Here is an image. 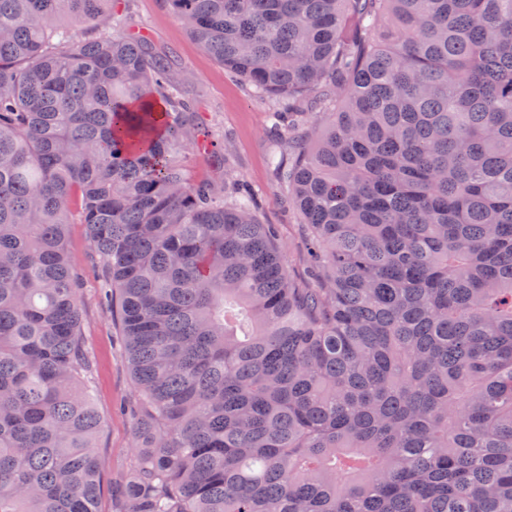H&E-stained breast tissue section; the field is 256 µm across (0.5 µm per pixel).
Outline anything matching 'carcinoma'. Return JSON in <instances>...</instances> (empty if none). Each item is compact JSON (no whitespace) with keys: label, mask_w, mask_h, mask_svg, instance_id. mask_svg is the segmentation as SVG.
I'll return each mask as SVG.
<instances>
[{"label":"carcinoma","mask_w":512,"mask_h":512,"mask_svg":"<svg viewBox=\"0 0 512 512\" xmlns=\"http://www.w3.org/2000/svg\"><path fill=\"white\" fill-rule=\"evenodd\" d=\"M125 0H0V512H98L80 204L142 413L112 512H512V0H166L262 98L320 274L191 181Z\"/></svg>","instance_id":"carcinoma-1"}]
</instances>
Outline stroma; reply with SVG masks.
I'll list each match as a JSON object with an SVG mask.
<instances>
[{"label": "stroma", "instance_id": "1", "mask_svg": "<svg viewBox=\"0 0 512 512\" xmlns=\"http://www.w3.org/2000/svg\"><path fill=\"white\" fill-rule=\"evenodd\" d=\"M121 30L146 31L158 49L172 56L176 79L187 85L205 131L225 156V180L240 181L254 191L257 218L274 230L291 278L300 284L312 281L316 269L309 257L308 232L288 203L287 188L269 164V102L256 98L246 82L204 53L166 0H128ZM67 247L81 277L80 305L91 357L93 403L103 420L98 437L105 461L99 509L112 512V472L125 464L134 444L132 418L139 409L138 393L123 365L112 315L102 303V272L84 225H70Z\"/></svg>", "mask_w": 512, "mask_h": 512}]
</instances>
